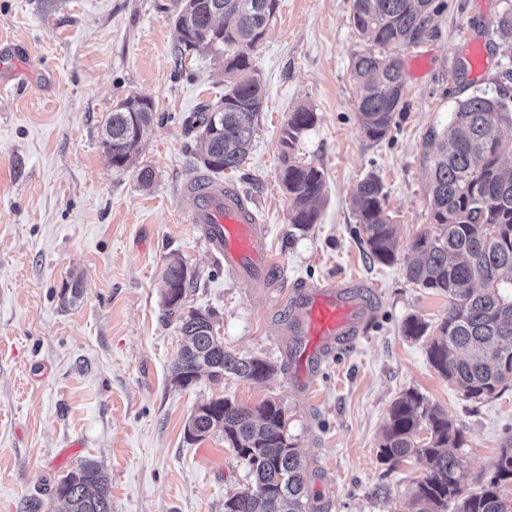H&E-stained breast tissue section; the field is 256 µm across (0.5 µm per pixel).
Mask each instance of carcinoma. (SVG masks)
<instances>
[{"label":"carcinoma","instance_id":"obj_1","mask_svg":"<svg viewBox=\"0 0 512 512\" xmlns=\"http://www.w3.org/2000/svg\"><path fill=\"white\" fill-rule=\"evenodd\" d=\"M195 2L197 7L186 17L183 0H176L180 56L207 49L216 20L224 22V37L212 50L227 77L224 95L185 120L187 131L195 133V145H187V151L217 180L224 171L240 168L249 153L266 95L254 75L252 52L279 0ZM441 8L435 0H352L353 26L372 43L355 55L351 67L360 127L370 140L385 139L396 115L404 111L398 94L405 86L403 61L388 49L419 43ZM496 34L512 44V0H506L497 17ZM495 84V95L475 94L452 112L431 160L433 230L417 236L406 257L407 278L447 297L448 313L434 326L410 316L404 335L426 340L433 369L473 402L500 396L512 380V141L498 135L501 124H512V67H502ZM126 104L118 103L103 126L102 145L118 171L130 167L158 120L151 99L140 98L136 112ZM316 122L313 107L299 104L280 137L279 178L291 200L290 224L301 232L317 223L315 204L325 187L323 172L299 154ZM351 206L358 240L369 259L381 264L396 260V228L375 174L359 181ZM162 281L168 315L176 317L182 337L172 366L175 384L187 388L204 373L214 384L226 374L252 381L268 376L273 370L268 362L224 351L211 313L183 312L194 277L180 260L168 262ZM208 405L210 412L196 418L197 440L221 430L224 443L245 464L251 484V489L224 499V512H307V467L288 434L280 404L267 400L252 410L221 397ZM422 429L427 439L419 441ZM463 443V432L448 413L419 393L408 391L394 401L379 458L392 468L410 457L419 462L422 475L410 489L411 512H512V498L504 494V487L512 484V435L504 438L479 488L469 493L459 488L462 462L453 452ZM58 485L66 490L63 512H112L109 477L95 462L81 463Z\"/></svg>","mask_w":512,"mask_h":512}]
</instances>
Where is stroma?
Here are the masks:
<instances>
[{
  "instance_id": "35a3bbf8",
  "label": "stroma",
  "mask_w": 512,
  "mask_h": 512,
  "mask_svg": "<svg viewBox=\"0 0 512 512\" xmlns=\"http://www.w3.org/2000/svg\"><path fill=\"white\" fill-rule=\"evenodd\" d=\"M431 30L399 45L405 110L390 134L369 140L357 118L352 56L365 47L351 0H280L254 49L266 99L241 169L225 171L269 226L287 279L256 288L227 272L189 224L184 185L197 171L185 120L224 93L208 54L179 58L174 0H0V49L16 50L21 91L0 94V512H56L59 479L95 461L109 476L112 512H224L249 484L222 431L188 440L201 403L229 397L253 408L277 401L311 473L314 512H409L421 470L414 459H379L393 402L408 390L447 411L463 431L464 490L476 488L512 430V386L465 400L430 365L423 341L404 336L409 316L436 324L445 296L406 277L410 243L431 230L428 170L434 137L458 100L488 90L512 46L493 21L506 0H443ZM482 51V69L458 59ZM149 98L160 118L132 169H113L101 146L120 101ZM312 106L318 121L301 153L324 173L319 220L290 224L280 135L289 112ZM155 174L142 189L139 168ZM375 174L398 227L399 252L372 262L355 235L350 198ZM180 259L193 273L186 308L211 311L225 351L274 365L259 382L233 375L180 388L171 367L181 345L166 317L162 273ZM83 294L62 303L70 277ZM329 277L371 286L377 311L353 344L322 366L314 395L293 385L288 351L291 286Z\"/></svg>"
}]
</instances>
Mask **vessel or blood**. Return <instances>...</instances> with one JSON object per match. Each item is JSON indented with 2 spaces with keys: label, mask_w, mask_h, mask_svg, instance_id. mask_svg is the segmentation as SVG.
<instances>
[{
  "label": "vessel or blood",
  "mask_w": 512,
  "mask_h": 512,
  "mask_svg": "<svg viewBox=\"0 0 512 512\" xmlns=\"http://www.w3.org/2000/svg\"><path fill=\"white\" fill-rule=\"evenodd\" d=\"M196 201L191 221L203 225L209 248L227 270L249 279L283 280L286 271L267 244V229L231 184L198 175L184 187ZM362 282L328 279L296 287L288 299L291 332L296 335L300 372L296 386L317 385L319 368L335 349L363 333L374 308L363 297Z\"/></svg>",
  "instance_id": "1"
}]
</instances>
